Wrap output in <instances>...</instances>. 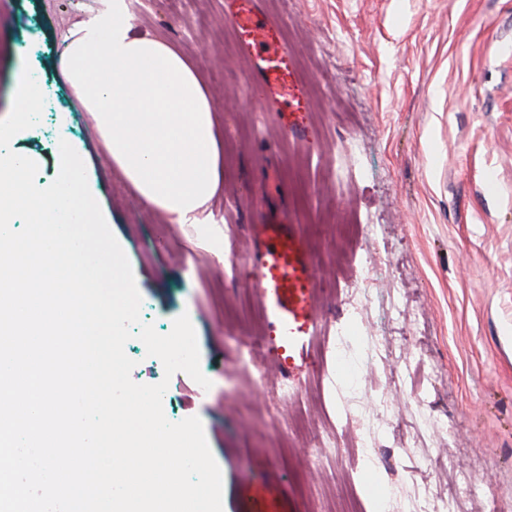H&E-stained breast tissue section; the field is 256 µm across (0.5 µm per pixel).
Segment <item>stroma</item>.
I'll use <instances>...</instances> for the list:
<instances>
[{
	"instance_id": "35a3bbf8",
	"label": "stroma",
	"mask_w": 512,
	"mask_h": 512,
	"mask_svg": "<svg viewBox=\"0 0 512 512\" xmlns=\"http://www.w3.org/2000/svg\"><path fill=\"white\" fill-rule=\"evenodd\" d=\"M103 7L0 0V119L30 66L48 104L11 149L50 182L60 141L71 144L132 267L142 321L165 335L189 314L204 394L184 372L165 377L139 339L125 352L135 383L168 380L169 421L201 419L223 512H244L245 469L252 493L294 512H374L417 485L443 495L453 481L434 460L448 453L481 479L479 512H512V0H253L288 49L282 116L250 80L226 0H129L134 32L177 45L223 107L224 183L195 227L142 204L64 76V33ZM281 212L319 271V338L293 379L255 344L266 326L246 280L251 225ZM343 328L391 355L364 368L363 402L391 406L369 458L332 355Z\"/></svg>"
}]
</instances>
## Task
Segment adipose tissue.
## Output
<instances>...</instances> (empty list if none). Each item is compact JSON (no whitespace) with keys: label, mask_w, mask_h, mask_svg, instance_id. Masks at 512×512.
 Returning <instances> with one entry per match:
<instances>
[{"label":"adipose tissue","mask_w":512,"mask_h":512,"mask_svg":"<svg viewBox=\"0 0 512 512\" xmlns=\"http://www.w3.org/2000/svg\"><path fill=\"white\" fill-rule=\"evenodd\" d=\"M64 72L142 203L173 224L206 223L224 165L219 110L196 68L165 40L134 35L127 0H109L71 30Z\"/></svg>","instance_id":"ef3b65f1"}]
</instances>
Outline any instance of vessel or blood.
<instances>
[{
	"label": "vessel or blood",
	"instance_id": "vessel-or-blood-1",
	"mask_svg": "<svg viewBox=\"0 0 512 512\" xmlns=\"http://www.w3.org/2000/svg\"><path fill=\"white\" fill-rule=\"evenodd\" d=\"M246 49L258 62L257 80L271 83L273 61L283 47L269 41L266 18L253 17ZM253 280L270 335L264 344L279 369L294 375L310 357L320 311L317 273L297 225L273 219L251 227Z\"/></svg>",
	"mask_w": 512,
	"mask_h": 512
}]
</instances>
